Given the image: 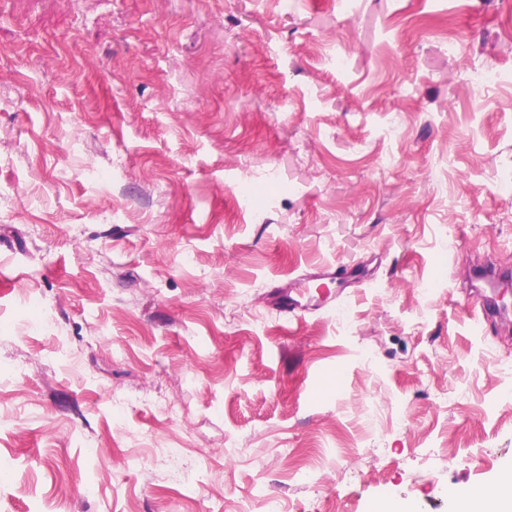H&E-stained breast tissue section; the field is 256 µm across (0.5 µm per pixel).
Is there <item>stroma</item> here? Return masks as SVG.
<instances>
[{"instance_id": "35a3bbf8", "label": "stroma", "mask_w": 512, "mask_h": 512, "mask_svg": "<svg viewBox=\"0 0 512 512\" xmlns=\"http://www.w3.org/2000/svg\"><path fill=\"white\" fill-rule=\"evenodd\" d=\"M511 21L0 0V512H453L512 468L470 279L512 270Z\"/></svg>"}]
</instances>
